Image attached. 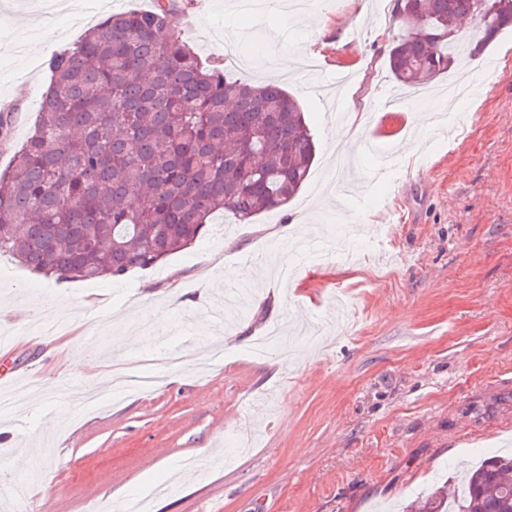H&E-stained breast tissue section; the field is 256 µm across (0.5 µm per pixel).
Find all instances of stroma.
<instances>
[{"mask_svg":"<svg viewBox=\"0 0 512 512\" xmlns=\"http://www.w3.org/2000/svg\"><path fill=\"white\" fill-rule=\"evenodd\" d=\"M187 35L203 58H223L227 34L241 48L230 79H275L279 55H309L313 76L286 90L305 112L317 152L310 176L286 209L238 223L214 217L206 236L158 267L120 283L48 279L1 259L0 330L16 344L0 365L35 382L63 369L58 351L83 345L98 364L147 355L211 353L204 375L169 372L152 392L101 406L76 402L86 371L45 390L21 416L0 413V492L29 479L26 501L6 512H99L149 486L173 483L150 512H378L404 504L471 464L500 454L512 438V33L463 58L476 104L454 140L419 148L408 104L379 102L394 87L385 54L399 32L394 13L368 0H323L316 27L275 12L252 33L235 0H185ZM97 21L90 0L57 13L49 0H0V102L14 103L0 169L33 130L49 83V37L68 45ZM353 71L342 93L348 112L376 106L372 126L350 138L360 202L324 191L346 167L326 158L343 129L311 82ZM401 162L376 180L374 153ZM353 250L343 262L299 256L292 219ZM295 269L289 282L276 264ZM74 309L59 333L27 330L35 307ZM305 322L322 338L293 356L260 358L255 342L274 327ZM62 415L55 433L46 421ZM39 466L22 470V453Z\"/></svg>","mask_w":512,"mask_h":512,"instance_id":"35a3bbf8","label":"stroma"}]
</instances>
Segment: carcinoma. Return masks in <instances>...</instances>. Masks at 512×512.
Here are the masks:
<instances>
[{"instance_id": "carcinoma-1", "label": "carcinoma", "mask_w": 512, "mask_h": 512, "mask_svg": "<svg viewBox=\"0 0 512 512\" xmlns=\"http://www.w3.org/2000/svg\"><path fill=\"white\" fill-rule=\"evenodd\" d=\"M392 79L417 88L455 63L462 23L482 53L512 0H397ZM180 0L109 15L49 62L34 131L0 172V258L46 278L118 283L190 247L212 215L240 223L286 205L316 145L276 82L229 81L184 37ZM406 512H512V458L486 459L463 496L437 487Z\"/></svg>"}]
</instances>
